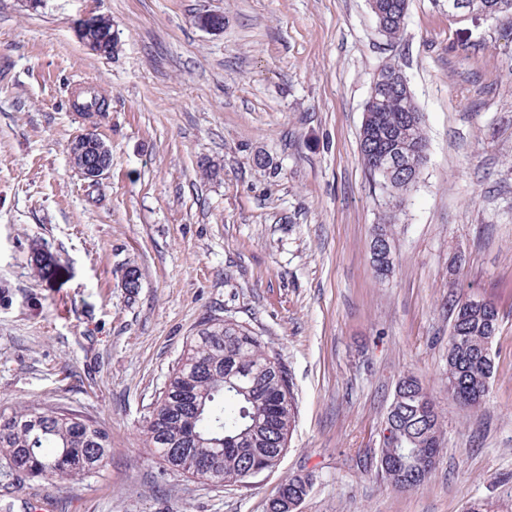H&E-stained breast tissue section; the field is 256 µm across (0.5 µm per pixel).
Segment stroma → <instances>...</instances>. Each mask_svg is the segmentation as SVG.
I'll return each instance as SVG.
<instances>
[{
	"label": "stroma",
	"instance_id": "stroma-1",
	"mask_svg": "<svg viewBox=\"0 0 512 512\" xmlns=\"http://www.w3.org/2000/svg\"><path fill=\"white\" fill-rule=\"evenodd\" d=\"M90 5L0 0V410L52 405L112 442L87 479L0 463L13 512H267L282 480L309 472L300 512H512V16L410 0L392 42L367 0H98L120 41L103 57L75 33ZM203 13L223 29L199 28ZM388 62L422 114L427 160L387 225L381 277L369 242L387 197L359 135ZM80 76L109 100L93 128L112 165L93 188L69 159L88 127L72 106ZM460 283L501 317L473 410L446 391ZM208 316L260 335L293 383L288 451L244 486L173 472L146 441ZM407 373L436 397L447 447L426 484L401 492L377 459Z\"/></svg>",
	"mask_w": 512,
	"mask_h": 512
}]
</instances>
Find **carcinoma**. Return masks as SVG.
I'll return each instance as SVG.
<instances>
[{
    "label": "carcinoma",
    "mask_w": 512,
    "mask_h": 512,
    "mask_svg": "<svg viewBox=\"0 0 512 512\" xmlns=\"http://www.w3.org/2000/svg\"><path fill=\"white\" fill-rule=\"evenodd\" d=\"M388 7L382 35L396 39L403 31L408 0H383ZM468 10L492 6L497 15H512V0H465ZM404 78L401 68L387 63L374 83ZM107 99L89 88L88 114L106 115ZM367 122L360 132V155L374 179L378 153L391 145L390 136L408 140L407 164L420 161L426 146L422 115L410 89L403 86L377 96L364 106ZM396 199L415 186L399 176L378 182ZM497 309L480 308L454 314L448 336V396L466 408H477L488 395L494 372L492 343L499 329ZM400 400L385 420L391 435L380 442V455L398 456L412 448L421 457L442 454L445 424L435 397L412 374L399 378ZM297 406L288 369L279 354L257 333L226 318L199 325L187 350L169 376L147 420L151 448L172 470L194 476L197 457L204 453L226 485L245 482L243 474L256 464L275 467L281 433L292 428ZM112 448L97 423L53 407H18L0 412V459L9 470L33 477L87 478L107 463ZM435 466L407 473L412 490L426 483Z\"/></svg>",
    "instance_id": "cac0c4a2"
}]
</instances>
